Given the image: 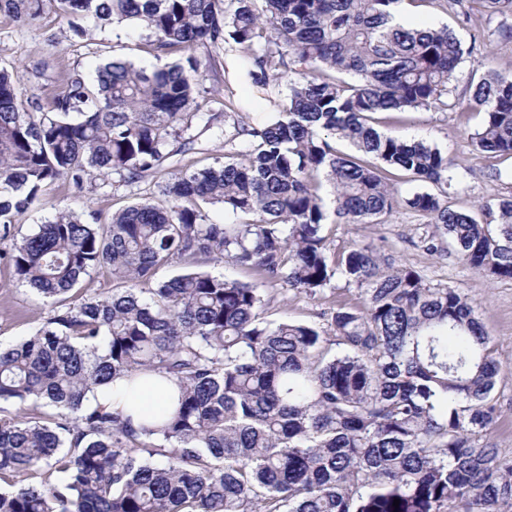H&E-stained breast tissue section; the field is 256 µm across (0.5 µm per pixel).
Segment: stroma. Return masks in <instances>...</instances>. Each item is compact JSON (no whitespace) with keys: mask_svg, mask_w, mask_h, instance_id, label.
<instances>
[{"mask_svg":"<svg viewBox=\"0 0 512 512\" xmlns=\"http://www.w3.org/2000/svg\"><path fill=\"white\" fill-rule=\"evenodd\" d=\"M407 17L448 25L462 42L465 54L455 88L448 97L450 107L445 112L418 109L378 113L373 124L380 132L421 139L447 153L457 173L448 188L449 205L485 220V205L512 196V160L498 161L501 176L495 179L489 175L488 160L473 152L469 136L481 127L485 114L475 106L471 92L488 69L512 73V40L501 34L500 19L476 16L464 24L449 14L440 0H424L423 5L410 8ZM83 28V35H75L68 22L50 7L30 24L0 13V67L19 70V95L25 106L47 105L53 96L64 91L69 74H79L86 83H93L96 68L111 60L149 68L177 60L173 54L149 51L146 32L104 27L91 20L84 21ZM220 55V50L210 46L196 51L206 90L205 110L213 120L207 127L193 125L190 133L195 138L194 150L173 157L170 168H203L233 154L235 147L228 143V136L234 134L236 127L253 125L264 115L261 103L254 100L250 83H239L233 97H223L224 69L213 63ZM157 193L153 182L126 185L116 173L105 181H87L80 191L59 180L44 186L40 202L16 215L14 222L22 236L60 212L91 215L105 224L113 212ZM425 224L419 213L402 208L385 224L328 223L325 235L330 250L338 251L353 243L372 245L396 264L419 268L432 285L460 289L478 302L479 319L496 349L501 368V380L494 392L499 419L489 430L488 439L502 455L512 457V280L486 278L460 262L451 251L429 255L421 243ZM268 294L271 302L265 314L267 321L313 324L320 323L321 312L329 309L334 297H358L357 290L341 286L326 289L324 297L315 299L276 286L269 288ZM48 312L40 297L18 284L0 266V344L8 346L29 336L46 320Z\"/></svg>","mask_w":512,"mask_h":512,"instance_id":"stroma-1","label":"stroma"}]
</instances>
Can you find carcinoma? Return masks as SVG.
<instances>
[{
    "mask_svg": "<svg viewBox=\"0 0 512 512\" xmlns=\"http://www.w3.org/2000/svg\"><path fill=\"white\" fill-rule=\"evenodd\" d=\"M0 0L23 23L55 5L80 22L130 23L159 53L185 62L149 69L112 60L97 91L70 76L48 112H30L19 76L0 69V262L52 305L27 339L0 347V512H512V457L485 441L497 419L494 346L462 291L370 246L330 252L328 214L386 224L405 207L427 218L424 248L486 277L512 279V198L480 223L427 191L402 196L388 174L439 189L452 162L422 141L384 135L379 112L446 111L464 55L448 27L394 23L400 0ZM468 20L512 16V0H447ZM224 49V94L249 81L267 119L236 155L165 180V206L143 201L107 224L58 213L32 234L16 214L42 187L81 190L116 172L127 184L194 149L201 119L197 48ZM295 75L276 91L278 70ZM477 153L512 159V76L475 85ZM348 142L353 154L336 148ZM331 187L328 210L324 185ZM259 219L209 222L202 205ZM251 270L244 283L195 268L201 257ZM185 271L154 288L158 268ZM106 269L121 287L74 292ZM335 278L358 290L323 324L270 322L265 287L316 298ZM154 373L180 388L164 421L86 404L94 388ZM55 408L41 415L39 408ZM41 472L37 484L23 482ZM399 506H393L394 500Z\"/></svg>",
    "mask_w": 512,
    "mask_h": 512,
    "instance_id": "obj_1",
    "label": "carcinoma"
}]
</instances>
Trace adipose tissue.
Masks as SVG:
<instances>
[{"label": "adipose tissue", "instance_id": "ef3b65f1", "mask_svg": "<svg viewBox=\"0 0 512 512\" xmlns=\"http://www.w3.org/2000/svg\"><path fill=\"white\" fill-rule=\"evenodd\" d=\"M178 399L177 384L159 375L143 378L133 386L120 378L88 395L92 405L128 415L137 426L148 420H161L175 410Z\"/></svg>", "mask_w": 512, "mask_h": 512}]
</instances>
